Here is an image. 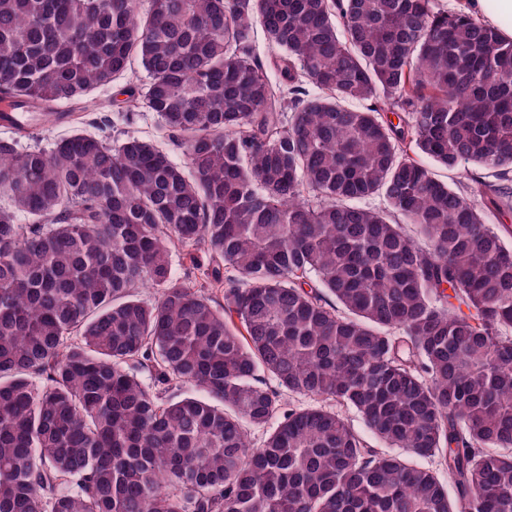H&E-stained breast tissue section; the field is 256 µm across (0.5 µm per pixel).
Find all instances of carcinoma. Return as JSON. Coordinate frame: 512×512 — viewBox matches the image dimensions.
I'll use <instances>...</instances> for the list:
<instances>
[{
    "instance_id": "1",
    "label": "carcinoma",
    "mask_w": 512,
    "mask_h": 512,
    "mask_svg": "<svg viewBox=\"0 0 512 512\" xmlns=\"http://www.w3.org/2000/svg\"><path fill=\"white\" fill-rule=\"evenodd\" d=\"M134 59L184 163L0 140V512H512V40L433 0H0V113L77 123Z\"/></svg>"
}]
</instances>
